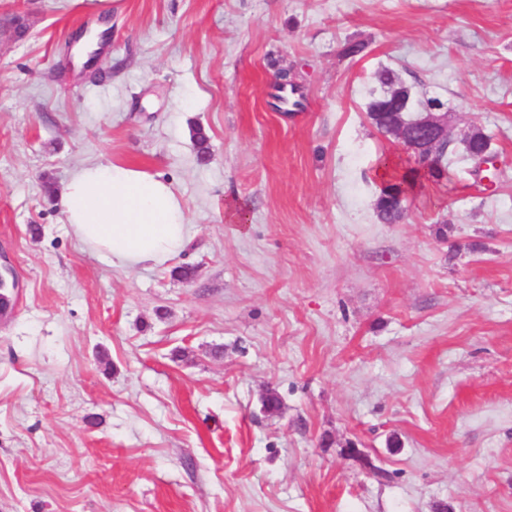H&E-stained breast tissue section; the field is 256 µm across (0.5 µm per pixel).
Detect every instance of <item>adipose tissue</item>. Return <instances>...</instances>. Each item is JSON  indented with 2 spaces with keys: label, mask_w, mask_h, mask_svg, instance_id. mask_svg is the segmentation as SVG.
Wrapping results in <instances>:
<instances>
[{
  "label": "adipose tissue",
  "mask_w": 512,
  "mask_h": 512,
  "mask_svg": "<svg viewBox=\"0 0 512 512\" xmlns=\"http://www.w3.org/2000/svg\"><path fill=\"white\" fill-rule=\"evenodd\" d=\"M66 224L113 265H162L183 252L190 226L172 185L144 170L88 162L77 167L62 194Z\"/></svg>",
  "instance_id": "ef3b65f1"
}]
</instances>
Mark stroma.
Here are the masks:
<instances>
[{
  "mask_svg": "<svg viewBox=\"0 0 512 512\" xmlns=\"http://www.w3.org/2000/svg\"><path fill=\"white\" fill-rule=\"evenodd\" d=\"M99 25L95 76L66 68ZM381 68L454 138L451 184L398 224L374 208L379 161L409 165L366 118ZM88 161L169 181L185 251L84 245L60 191ZM5 262L0 512H512V0H0Z\"/></svg>",
  "mask_w": 512,
  "mask_h": 512,
  "instance_id": "1",
  "label": "stroma"
}]
</instances>
